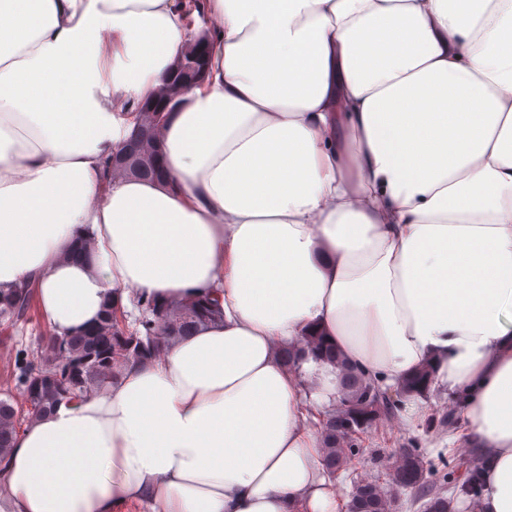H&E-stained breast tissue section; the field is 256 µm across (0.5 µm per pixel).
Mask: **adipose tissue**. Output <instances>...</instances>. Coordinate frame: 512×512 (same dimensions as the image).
<instances>
[{"mask_svg": "<svg viewBox=\"0 0 512 512\" xmlns=\"http://www.w3.org/2000/svg\"><path fill=\"white\" fill-rule=\"evenodd\" d=\"M204 12L165 182L110 181L180 0H0V292L34 289L58 337L111 299L223 312L20 431L0 512H348L317 429L333 368L284 358L313 329L384 391L432 366L485 460L474 512H512V0ZM208 30H200V34L196 36V56L193 75L186 83H177L175 90L188 89V87L200 84L204 81L206 75V67L208 58L212 51L211 43L207 37Z\"/></svg>", "mask_w": 512, "mask_h": 512, "instance_id": "adipose-tissue-1", "label": "adipose tissue"}]
</instances>
